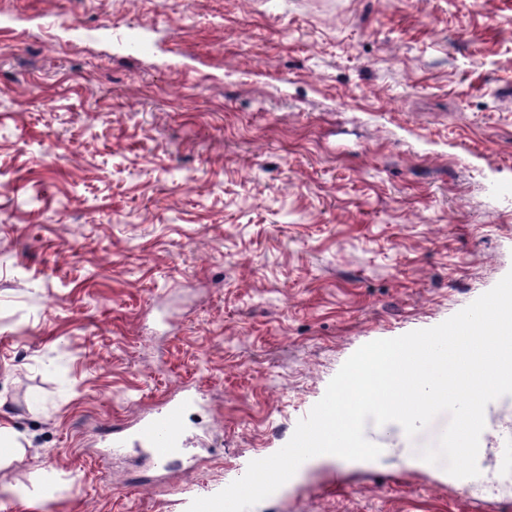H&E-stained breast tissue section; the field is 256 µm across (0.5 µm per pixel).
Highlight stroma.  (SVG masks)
<instances>
[{"instance_id": "stroma-1", "label": "stroma", "mask_w": 512, "mask_h": 512, "mask_svg": "<svg viewBox=\"0 0 512 512\" xmlns=\"http://www.w3.org/2000/svg\"><path fill=\"white\" fill-rule=\"evenodd\" d=\"M511 271L512 0H0V512H187ZM184 385L158 493L104 437ZM448 421L251 512H512V395L469 492L413 458ZM0 447L7 449V454L0 453V465L24 452L19 435L10 426L2 423L0 424Z\"/></svg>"}]
</instances>
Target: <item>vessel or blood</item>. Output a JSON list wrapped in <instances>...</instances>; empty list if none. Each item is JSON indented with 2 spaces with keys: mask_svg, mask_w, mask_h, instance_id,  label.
Listing matches in <instances>:
<instances>
[{
  "mask_svg": "<svg viewBox=\"0 0 512 512\" xmlns=\"http://www.w3.org/2000/svg\"><path fill=\"white\" fill-rule=\"evenodd\" d=\"M194 400V395L189 394L180 401L163 403L136 426L135 435L155 464L168 466L178 454L182 446L183 412Z\"/></svg>",
  "mask_w": 512,
  "mask_h": 512,
  "instance_id": "1",
  "label": "vessel or blood"
}]
</instances>
